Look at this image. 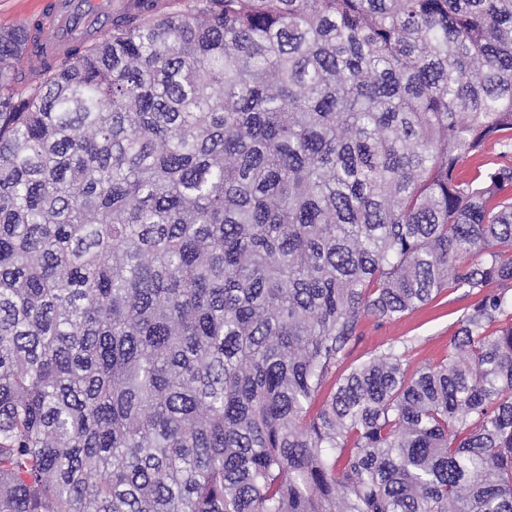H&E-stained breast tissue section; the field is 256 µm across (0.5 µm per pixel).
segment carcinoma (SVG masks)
<instances>
[{"mask_svg": "<svg viewBox=\"0 0 512 512\" xmlns=\"http://www.w3.org/2000/svg\"><path fill=\"white\" fill-rule=\"evenodd\" d=\"M42 25L0 27V512H512V166L462 172L512 0ZM450 284L441 360L336 375Z\"/></svg>", "mask_w": 512, "mask_h": 512, "instance_id": "1", "label": "carcinoma"}]
</instances>
